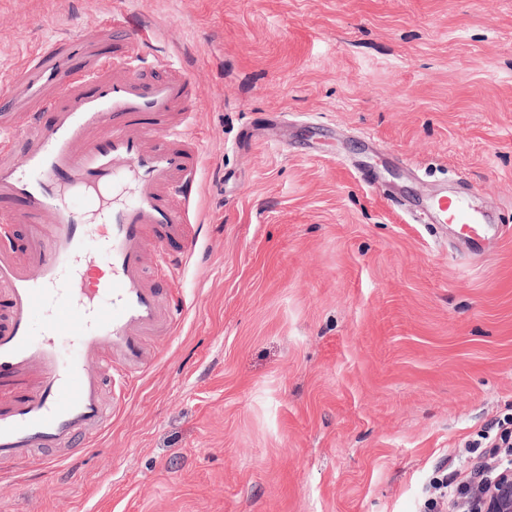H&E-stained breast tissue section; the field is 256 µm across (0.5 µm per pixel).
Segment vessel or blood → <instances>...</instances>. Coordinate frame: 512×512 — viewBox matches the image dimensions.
<instances>
[{
    "instance_id": "obj_1",
    "label": "vessel or blood",
    "mask_w": 512,
    "mask_h": 512,
    "mask_svg": "<svg viewBox=\"0 0 512 512\" xmlns=\"http://www.w3.org/2000/svg\"><path fill=\"white\" fill-rule=\"evenodd\" d=\"M156 27L144 16L117 36L108 21L0 76V462L51 471V449L92 445L107 412L83 359L109 351L127 386L149 363L145 336L182 319L155 279L174 278L199 244L203 147L186 129L188 69L145 64ZM418 216L457 225L482 254L490 227L466 197L436 196Z\"/></svg>"
}]
</instances>
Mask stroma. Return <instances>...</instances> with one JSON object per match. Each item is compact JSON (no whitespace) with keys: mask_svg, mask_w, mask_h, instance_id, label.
Segmentation results:
<instances>
[{"mask_svg":"<svg viewBox=\"0 0 512 512\" xmlns=\"http://www.w3.org/2000/svg\"><path fill=\"white\" fill-rule=\"evenodd\" d=\"M153 17L203 144L181 323L98 447L0 466V512H458L512 415V0H0V73L50 36ZM466 188L481 259L415 223Z\"/></svg>","mask_w":512,"mask_h":512,"instance_id":"35a3bbf8","label":"stroma"}]
</instances>
